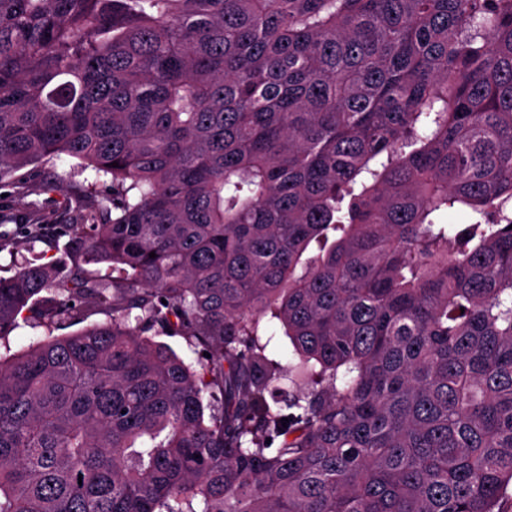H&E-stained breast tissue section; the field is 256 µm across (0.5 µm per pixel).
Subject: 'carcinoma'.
<instances>
[{"mask_svg":"<svg viewBox=\"0 0 512 512\" xmlns=\"http://www.w3.org/2000/svg\"><path fill=\"white\" fill-rule=\"evenodd\" d=\"M60 154L0 336L112 321L0 359V512H512V0H0V180ZM112 320V307L86 305L81 314L71 323L53 332L54 336H64L75 333L85 327L104 324ZM265 354L269 359L283 366L292 363L296 357L287 336L283 335L282 330L274 333V337L267 346ZM154 340L162 342L170 347L184 362L192 368L198 370L199 362L202 360L203 353L194 350L193 347L181 336L157 335Z\"/></svg>","mask_w":512,"mask_h":512,"instance_id":"cac0c4a2","label":"carcinoma"}]
</instances>
